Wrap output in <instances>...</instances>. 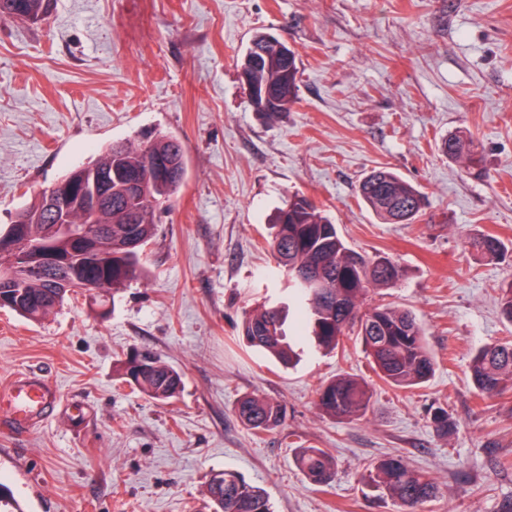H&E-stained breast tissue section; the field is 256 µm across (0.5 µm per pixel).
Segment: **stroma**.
<instances>
[{"label":"stroma","mask_w":512,"mask_h":512,"mask_svg":"<svg viewBox=\"0 0 512 512\" xmlns=\"http://www.w3.org/2000/svg\"><path fill=\"white\" fill-rule=\"evenodd\" d=\"M300 59L298 100L279 119L249 106L243 51L259 31ZM171 134L186 178L160 209L142 277L112 306L71 296L32 324L0 309V389L42 373L59 398L24 432H0V499L13 512H209L210 473L236 471L273 512H397L360 480L402 456L446 485L422 512H512V393L480 400L475 353L512 339L497 293L512 270L466 237L512 245V0H57L46 21L0 17V225L112 144ZM476 138L484 173L467 175L442 143ZM378 166L420 188L413 224H384L358 196ZM322 205L349 246L404 270L382 302L425 329L435 374L397 391L361 345L297 342L293 367L238 338L245 309L275 294L270 215L289 194ZM158 356L182 376L159 403L116 372ZM374 387L356 420L320 412L316 391L342 373ZM251 394L278 401L283 424L247 430ZM451 428L440 434L435 407ZM336 461L312 485L295 442Z\"/></svg>","instance_id":"obj_1"}]
</instances>
